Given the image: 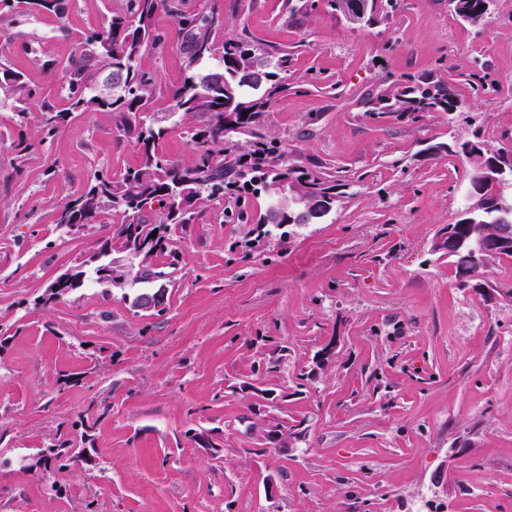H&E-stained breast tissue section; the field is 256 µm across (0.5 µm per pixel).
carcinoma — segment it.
Returning <instances> with one entry per match:
<instances>
[{
	"label": "carcinoma",
	"instance_id": "1",
	"mask_svg": "<svg viewBox=\"0 0 512 512\" xmlns=\"http://www.w3.org/2000/svg\"><path fill=\"white\" fill-rule=\"evenodd\" d=\"M482 0H448L453 15L472 26L484 22L478 11ZM334 14L358 26H373L390 20L397 0H321ZM24 4L33 11L62 16L69 0H0V12L14 11ZM166 11L173 19L175 36L186 57L183 83L169 91L174 113L201 119L192 134L195 159L189 167L172 162L162 151L160 141L167 133L155 115L151 103L158 76L142 69L140 61L148 52H160L167 38L157 33L153 19L157 11ZM224 28V10L202 5L195 11L185 8V0H124L112 12L101 30L79 42L61 74V94L65 101L58 108L38 103V90L32 87L22 68L0 66V108H9L19 123L36 112L47 133L52 135L68 124L77 112H109L116 129L130 141L140 162L119 175H97L72 199L57 209L55 224L64 230L75 215L86 223L112 225L104 245L112 252L129 254L143 264L144 277H159L154 270L160 262L175 267L180 254L173 245L171 227L191 224L199 207L208 201L224 202V216L231 221H253L252 200L265 197L273 201L265 215L256 220L250 233L259 238L277 240L281 252L288 250L290 237L283 224H304L308 209L328 216L345 193L336 191V181L319 175L306 166L291 164L282 141L267 133L270 107L290 92L298 93L301 84L288 83L292 58L288 51L263 48L246 30L224 38L217 51L216 35ZM112 72L123 84L110 98L98 95L96 75ZM366 113L374 118L403 117L420 120L429 112L452 113L456 97L452 86L429 74L408 77L391 90H382L365 98ZM454 154L465 157L472 170L466 186L471 194L482 185L483 159L493 153L478 140L456 145ZM501 209L480 223L487 235L499 230V223L512 225V201L499 198ZM156 237H151V234ZM443 254L455 268V276L470 272L484 280L489 262L478 252ZM89 259L71 271V284L54 282L38 303L47 306L83 285ZM260 349L268 365L252 366V375L262 378L279 366L286 347L269 345L260 338ZM305 421L288 425L279 420L267 425V448H287L289 440L305 438ZM82 460L71 440L56 433L53 444L41 453L29 468L51 487L54 476L68 472Z\"/></svg>",
	"mask_w": 512,
	"mask_h": 512
}]
</instances>
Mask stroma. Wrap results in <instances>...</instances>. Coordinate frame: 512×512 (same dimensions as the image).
<instances>
[{
  "label": "stroma",
  "mask_w": 512,
  "mask_h": 512,
  "mask_svg": "<svg viewBox=\"0 0 512 512\" xmlns=\"http://www.w3.org/2000/svg\"><path fill=\"white\" fill-rule=\"evenodd\" d=\"M224 0V35L247 30L293 56L289 82L306 90L276 101L267 128L291 162H320L350 184L322 223L298 227L286 255L249 246V225L204 207L176 228L181 262L166 310L130 299L143 288L137 261L103 292L85 283L59 301L38 297L97 252L98 228L60 233L57 209L95 174L137 166L136 148L106 112H85L52 139L38 119L0 109V512H512V260L493 262L482 288H458L436 232L454 223L471 167L450 153L480 138L511 151L512 0H488L482 27L456 20L448 0H399L390 22L361 28L325 7L284 19L285 0ZM118 0H70L65 18L0 15V57L24 68L43 101L61 102L58 74L24 49L65 66ZM159 77L152 106L186 72L177 42L145 54ZM484 70L491 93L471 72ZM442 76L453 114L419 121L366 116L363 96L406 76ZM194 118L169 124L162 149L194 160ZM31 144L19 159L18 140ZM287 349L266 382L279 385V417L305 420L285 452L254 455L267 424L261 397L241 391L253 339ZM334 344L318 368L314 354ZM312 380L297 391L294 376ZM87 421L86 463L50 488L20 457L48 448L60 422ZM210 429L223 448L201 447ZM278 492L267 498L268 477Z\"/></svg>",
  "instance_id": "obj_1"
}]
</instances>
